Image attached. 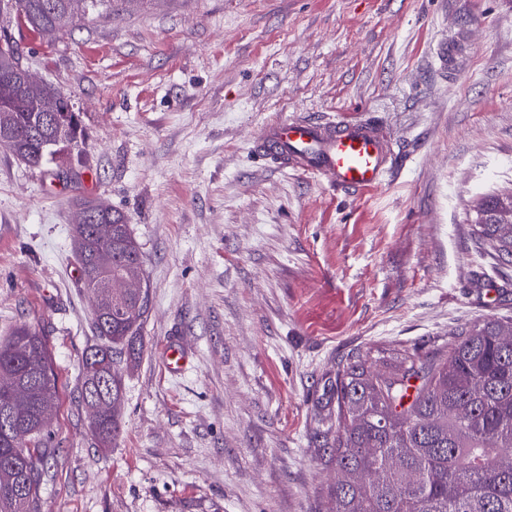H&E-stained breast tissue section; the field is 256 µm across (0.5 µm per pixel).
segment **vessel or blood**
I'll return each mask as SVG.
<instances>
[{"mask_svg":"<svg viewBox=\"0 0 512 512\" xmlns=\"http://www.w3.org/2000/svg\"><path fill=\"white\" fill-rule=\"evenodd\" d=\"M255 146L283 169L354 191L381 186L394 156L391 138L369 120L273 121L262 127Z\"/></svg>","mask_w":512,"mask_h":512,"instance_id":"obj_1","label":"vessel or blood"}]
</instances>
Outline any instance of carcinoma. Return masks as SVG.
<instances>
[{
    "label": "carcinoma",
    "mask_w": 512,
    "mask_h": 512,
    "mask_svg": "<svg viewBox=\"0 0 512 512\" xmlns=\"http://www.w3.org/2000/svg\"><path fill=\"white\" fill-rule=\"evenodd\" d=\"M133 0H0V18L21 12L33 31L57 38L77 21ZM22 60L0 28V148L32 166L82 142V124L54 84L22 81ZM475 234L512 264V192L475 206ZM73 247L92 303L95 342L83 352L79 398L106 447L119 430L121 366L143 352L149 290L140 246L125 217L81 203ZM373 373L362 356L336 371L332 512H512V319L486 318L426 355L382 357ZM56 398L46 339L20 327L0 341V512H39L51 452L44 412Z\"/></svg>",
    "instance_id": "carcinoma-1"
}]
</instances>
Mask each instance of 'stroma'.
<instances>
[{"label":"stroma","mask_w":512,"mask_h":512,"mask_svg":"<svg viewBox=\"0 0 512 512\" xmlns=\"http://www.w3.org/2000/svg\"><path fill=\"white\" fill-rule=\"evenodd\" d=\"M11 30L84 128L39 167L0 149V340L41 332L57 384L40 512H330L338 364L512 318V265L471 228L512 191V0H139L52 40ZM457 32L453 70L435 48ZM339 113L396 140L381 187L255 148L264 123ZM83 199L125 216L149 285L106 448L78 393Z\"/></svg>","instance_id":"35a3bbf8"}]
</instances>
